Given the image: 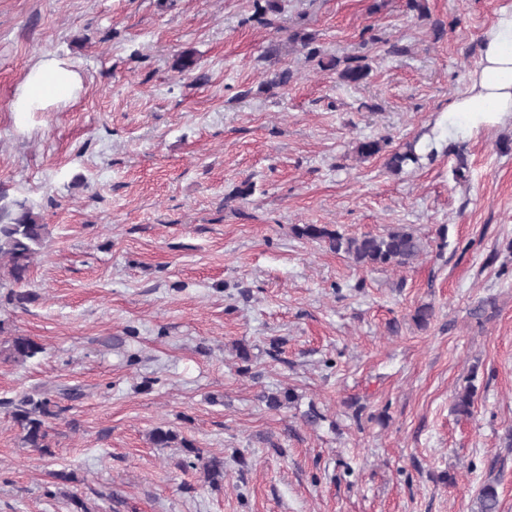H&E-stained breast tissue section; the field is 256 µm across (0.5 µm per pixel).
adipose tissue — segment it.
I'll list each match as a JSON object with an SVG mask.
<instances>
[{"mask_svg": "<svg viewBox=\"0 0 512 512\" xmlns=\"http://www.w3.org/2000/svg\"><path fill=\"white\" fill-rule=\"evenodd\" d=\"M481 59L464 93L448 105V139H465L512 118V7L500 10L481 37ZM79 73L66 62L44 57L20 81L10 109L43 112L68 102L81 89Z\"/></svg>", "mask_w": 512, "mask_h": 512, "instance_id": "adipose-tissue-1", "label": "adipose tissue"}]
</instances>
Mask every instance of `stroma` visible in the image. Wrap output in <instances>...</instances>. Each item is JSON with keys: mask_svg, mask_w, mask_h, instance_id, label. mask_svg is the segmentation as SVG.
Here are the masks:
<instances>
[{"mask_svg": "<svg viewBox=\"0 0 512 512\" xmlns=\"http://www.w3.org/2000/svg\"><path fill=\"white\" fill-rule=\"evenodd\" d=\"M277 2L0 0V206L51 231L31 301L0 300V512H475L489 480L512 512V119L456 156L445 112L512 0ZM43 57L78 96L10 111ZM296 224L405 226L424 251L360 269ZM18 335L42 353L8 359ZM35 389L45 451L12 417Z\"/></svg>", "mask_w": 512, "mask_h": 512, "instance_id": "obj_1", "label": "stroma"}]
</instances>
